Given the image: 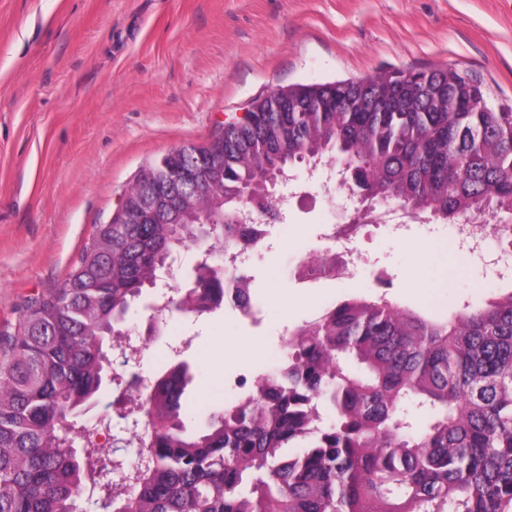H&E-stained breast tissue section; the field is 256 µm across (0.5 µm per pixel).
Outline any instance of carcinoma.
<instances>
[{
	"label": "carcinoma",
	"mask_w": 512,
	"mask_h": 512,
	"mask_svg": "<svg viewBox=\"0 0 512 512\" xmlns=\"http://www.w3.org/2000/svg\"><path fill=\"white\" fill-rule=\"evenodd\" d=\"M224 148L190 145L145 166L126 198L211 155L222 171L206 206L232 216L201 236L184 209L156 224H101L63 285L26 308L0 361V512H75L91 487L76 418L104 388L108 349L170 256L199 249L203 284L170 314L202 313L246 272L240 192L268 201L265 176L346 164L357 189L418 218L474 224L495 212L512 247V111L455 71L299 84L254 101ZM189 364L156 373L153 428L133 488L112 480V512H512V288L439 321L384 299L346 300L288 331L278 367L190 427ZM425 418L423 425L417 417Z\"/></svg>",
	"instance_id": "carcinoma-1"
}]
</instances>
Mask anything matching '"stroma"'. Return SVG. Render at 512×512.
<instances>
[{
  "label": "stroma",
  "instance_id": "stroma-1",
  "mask_svg": "<svg viewBox=\"0 0 512 512\" xmlns=\"http://www.w3.org/2000/svg\"><path fill=\"white\" fill-rule=\"evenodd\" d=\"M446 68L512 109V0H0V359L29 301L62 286L143 166L216 138L277 89ZM344 217L328 193L290 190L282 225L248 267L259 323L230 308L174 315L149 336L140 370H157L173 337L185 338L203 414L223 407L225 377L272 371L287 330L324 306L383 297L442 319L500 291L481 259L461 257L455 227L436 223L368 228L354 275L295 277L301 257L326 248L323 227ZM411 241L446 245L448 257L427 259ZM103 420L105 453L133 459L108 390L83 428Z\"/></svg>",
  "mask_w": 512,
  "mask_h": 512
}]
</instances>
